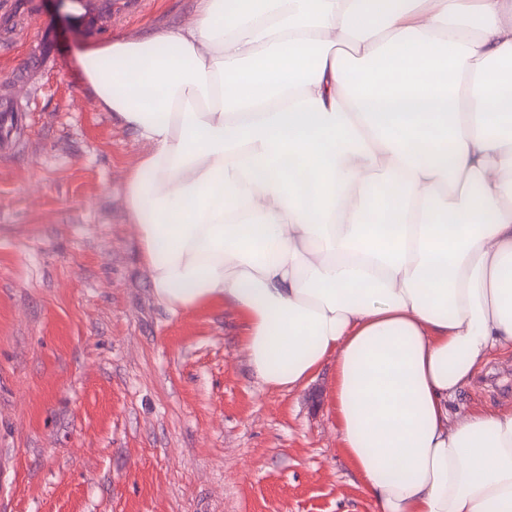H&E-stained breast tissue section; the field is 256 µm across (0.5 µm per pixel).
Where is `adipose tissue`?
I'll return each mask as SVG.
<instances>
[{
	"label": "adipose tissue",
	"instance_id": "obj_1",
	"mask_svg": "<svg viewBox=\"0 0 512 512\" xmlns=\"http://www.w3.org/2000/svg\"><path fill=\"white\" fill-rule=\"evenodd\" d=\"M79 64L158 304L233 307L268 387L335 359L374 512H512V412H448L512 348V0H202Z\"/></svg>",
	"mask_w": 512,
	"mask_h": 512
}]
</instances>
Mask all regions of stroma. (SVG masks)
Listing matches in <instances>:
<instances>
[{"instance_id":"1","label":"stroma","mask_w":512,"mask_h":512,"mask_svg":"<svg viewBox=\"0 0 512 512\" xmlns=\"http://www.w3.org/2000/svg\"><path fill=\"white\" fill-rule=\"evenodd\" d=\"M0 88L23 93L43 25L58 47L15 153L0 156V512H373L339 446L335 359L260 384L231 308L159 305L127 222L145 147L96 101L91 45L189 25L200 0H141L107 29L34 0ZM512 410V352L448 403Z\"/></svg>"}]
</instances>
